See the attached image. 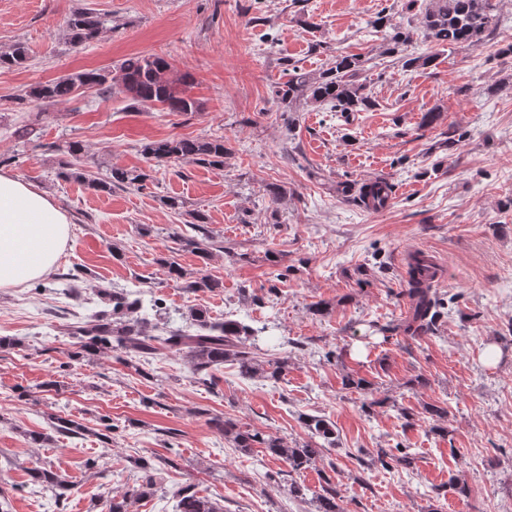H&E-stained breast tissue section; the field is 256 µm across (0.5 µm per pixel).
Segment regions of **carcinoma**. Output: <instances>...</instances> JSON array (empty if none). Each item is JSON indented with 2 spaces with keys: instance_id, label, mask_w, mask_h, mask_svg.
I'll return each instance as SVG.
<instances>
[{
  "instance_id": "1",
  "label": "carcinoma",
  "mask_w": 512,
  "mask_h": 512,
  "mask_svg": "<svg viewBox=\"0 0 512 512\" xmlns=\"http://www.w3.org/2000/svg\"><path fill=\"white\" fill-rule=\"evenodd\" d=\"M420 23L427 38L439 46L470 44L491 33L497 25L496 4L492 0H429L421 13ZM105 29V19L90 9L73 12L65 25V36L70 44L77 47L98 39ZM410 41V33L399 27L392 28L386 51L398 53V62L405 70L425 69L435 61L436 55L414 56L402 53V47ZM26 47L16 43L7 50H0V70L21 68L27 62ZM366 60L359 55H336L329 67L310 73L295 64L288 65V80L274 90L276 101L287 112L293 105L306 99L318 107H326L331 112H369L379 106L367 83L360 81ZM171 63L159 55L136 54L122 60L113 69H88L72 72L52 81L33 86L28 96L44 103L67 102L76 97L84 88H95L103 93H119L132 102V106L148 108L159 105L168 112L192 113L199 110L198 102L186 94L184 85L187 77H170ZM146 158L157 164L171 161L192 163L204 167H224V154L227 148L224 138H200L173 136L144 145ZM56 177L64 181H77L95 193L112 194L120 188L134 187L142 190L150 180L143 170L112 168L105 175H95L82 164L84 146L73 141L59 150ZM356 192L358 200L368 210L377 211L386 206L393 192V186L386 180H376L354 189L350 184L336 186V192L348 194ZM182 247L206 259L221 244L208 236L197 238L183 236ZM414 263L409 265L405 294L412 302L411 314L397 325H387L385 332H401L416 338L434 330L441 307L437 289L434 288L431 259L417 253ZM98 293L112 304V310L103 311L92 319L72 327L71 335L79 340V350L70 354L74 359L83 353L95 352L112 347V343L125 350L130 356L153 357L164 350L182 352L192 363L193 374L197 379L210 385L216 384L214 372L224 361L236 362L241 375L251 377L259 368L254 353L247 347V341L260 333L243 321L226 318L213 322L206 311L190 310L188 323L172 328L168 322L148 326V321L135 323L127 321L131 314L143 310L141 298L124 289L101 288ZM312 434L322 438L330 446L336 444V431L333 424L321 416L306 418ZM216 428L226 436L233 437L236 447L244 452L259 446L273 456L288 463L290 471L299 473L312 466L322 457L325 448L306 443L291 447L282 439L266 438L262 434L237 428L236 423L226 419L216 421ZM51 429L62 436L77 438L83 435L85 427L72 419L56 418ZM408 467L412 457L404 452L399 457L390 455L380 448L374 461L387 468L390 461ZM32 480L48 490L70 489L69 481L48 469L34 471ZM156 485V477L146 472L142 484L131 487L108 500V512H127V503L132 498L145 495ZM179 498V512H221L216 503L200 497L191 487L176 491ZM340 493L335 488L325 490L319 499L318 512H342L338 501Z\"/></svg>"
}]
</instances>
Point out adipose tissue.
Segmentation results:
<instances>
[{"mask_svg": "<svg viewBox=\"0 0 512 512\" xmlns=\"http://www.w3.org/2000/svg\"><path fill=\"white\" fill-rule=\"evenodd\" d=\"M70 222L49 193L0 171V289L49 275L67 243Z\"/></svg>", "mask_w": 512, "mask_h": 512, "instance_id": "adipose-tissue-1", "label": "adipose tissue"}]
</instances>
